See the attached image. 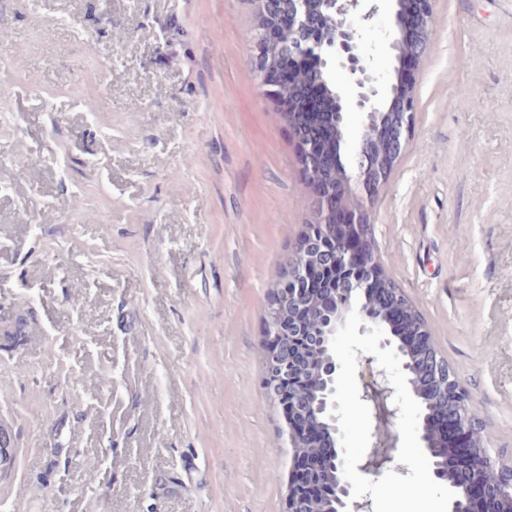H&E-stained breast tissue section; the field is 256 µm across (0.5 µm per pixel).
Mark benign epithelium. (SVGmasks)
<instances>
[{"label":"benign epithelium","mask_w":512,"mask_h":512,"mask_svg":"<svg viewBox=\"0 0 512 512\" xmlns=\"http://www.w3.org/2000/svg\"><path fill=\"white\" fill-rule=\"evenodd\" d=\"M259 38L250 45L255 72L267 86V95L288 102L283 112L300 143L303 175L316 201L315 222L307 225L287 263L284 287L273 294L267 313V372L270 397L286 408L291 474L311 465L334 479L335 495L320 503L289 484L283 512H374L373 500L352 497L343 473V449L332 415V394L340 364L331 340L345 318L356 310L362 322L384 331L383 348H392L401 361L407 386L419 403L418 438L430 462L432 478L454 492L448 512H497L512 500V464L505 465L488 445L471 439L474 396L448 365L420 311L387 277L375 254L370 214L362 208L341 211L339 204L351 191V176L341 161L347 132L346 115H366L353 133L352 159L357 182L370 192L389 178L412 132L416 99L414 76L402 66L417 62L431 41V0H391L392 30L385 43L396 66L389 90L363 54L364 32L372 27L380 0H256ZM303 59L315 65L319 76L302 86L318 107L324 124L322 142L306 145L309 113L293 111L295 84L277 82L273 73L285 61ZM338 273L330 293L335 301H309L311 272ZM308 314L316 330L304 332L297 316ZM313 352L310 367L303 355ZM360 399L371 408L370 446L357 466L366 475L388 470L407 471L394 464L399 435L395 430L399 408L385 370L366 363L357 374ZM457 441L461 464L448 473V441Z\"/></svg>","instance_id":"benign-epithelium-1"}]
</instances>
